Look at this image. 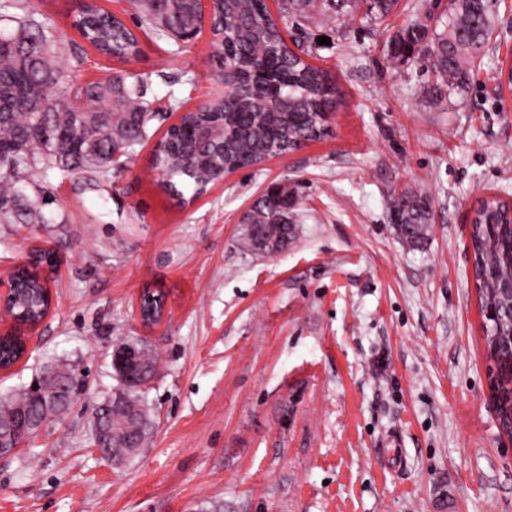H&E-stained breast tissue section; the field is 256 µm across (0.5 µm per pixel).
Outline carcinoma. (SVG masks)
Instances as JSON below:
<instances>
[{"label":"carcinoma","mask_w":512,"mask_h":512,"mask_svg":"<svg viewBox=\"0 0 512 512\" xmlns=\"http://www.w3.org/2000/svg\"><path fill=\"white\" fill-rule=\"evenodd\" d=\"M397 0H282L281 20L274 19L266 0H218L211 17L217 71L234 68L236 81L224 100L208 103L184 116L166 131L156 150L161 186L172 196L195 198L224 177V170L245 168L295 144L316 137L320 114L337 96L336 83L323 69L308 63L286 43L280 21L307 20L315 12L347 23L385 18ZM494 0H448L446 14L436 25L412 23L387 44L392 60L421 59L432 76L428 98L443 107L467 85L482 62L494 29ZM138 27L155 40H174L201 24L198 0H133ZM443 29H438V26ZM74 28L99 53L117 59L140 54L138 38L120 18L96 0H77ZM68 59L69 70L60 60ZM82 64L76 46L63 41L48 19L38 20L28 0H0V221L21 222L53 203L43 178L50 171L82 173L97 183L124 163L149 138V123L157 117L148 99L149 82L141 73L86 84L71 74ZM236 111L224 129V111ZM473 245L475 277L485 320L488 345L495 350L498 370L494 411L503 427L512 424V218L504 200L487 197L477 210ZM390 223L409 245L427 237L430 202L425 192L406 188L389 213ZM294 236L289 207L270 194L251 207L245 227L248 247L259 252L283 249ZM10 301L19 323L40 320L47 305L42 283L28 267L19 271ZM157 359L147 348L137 349L134 380L123 382L112 396L98 403L95 414L112 410V437L100 442L109 460L135 457L152 431L139 399L151 381ZM80 372L73 366L53 368V380L65 387L64 407L83 394ZM65 412L47 407L38 391L28 387L0 398V422L15 426V440L37 436Z\"/></svg>","instance_id":"obj_1"}]
</instances>
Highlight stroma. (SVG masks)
Returning a JSON list of instances; mask_svg holds the SVG:
<instances>
[{"instance_id": "1", "label": "stroma", "mask_w": 512, "mask_h": 512, "mask_svg": "<svg viewBox=\"0 0 512 512\" xmlns=\"http://www.w3.org/2000/svg\"><path fill=\"white\" fill-rule=\"evenodd\" d=\"M416 2L285 31L336 83L330 134L184 203L152 155L218 87L210 28L184 48L141 38L130 62L86 47L77 82L148 74L159 117L107 181L49 174L42 221L0 223V276L37 245L62 256L57 305L0 371V396L51 364L87 386L60 424L0 458V512H512L469 237L480 195L512 200V0H498L486 55L441 109L422 63L386 58ZM273 183L294 194L297 232L263 256L241 218ZM414 185L432 212L418 248L387 220ZM147 288L169 312L151 329L136 313ZM123 338L159 367L141 393L153 431L115 464L93 445L94 408L118 385Z\"/></svg>"}]
</instances>
